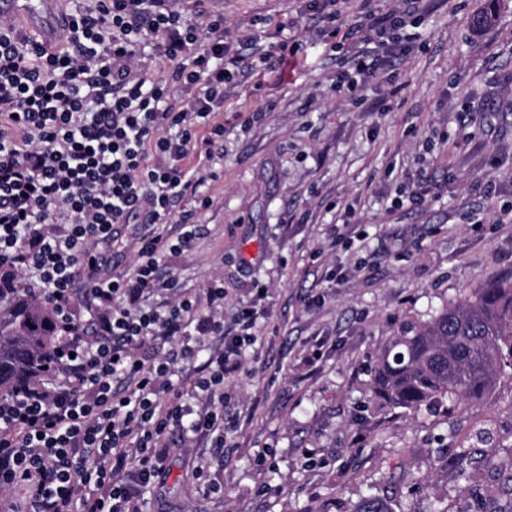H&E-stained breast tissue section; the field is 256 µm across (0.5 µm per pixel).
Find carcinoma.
I'll return each instance as SVG.
<instances>
[{"instance_id": "1", "label": "carcinoma", "mask_w": 512, "mask_h": 512, "mask_svg": "<svg viewBox=\"0 0 512 512\" xmlns=\"http://www.w3.org/2000/svg\"><path fill=\"white\" fill-rule=\"evenodd\" d=\"M51 310L17 288L0 290V396L32 381L52 351ZM512 375V273L491 279L412 334L397 336L380 354L372 381L383 405L417 412L437 404L453 412L485 399ZM504 496H488L482 512H512V464L491 466ZM355 512H394L379 496L366 497Z\"/></svg>"}]
</instances>
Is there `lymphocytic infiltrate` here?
I'll use <instances>...</instances> for the list:
<instances>
[{
    "label": "lymphocytic infiltrate",
    "instance_id": "lymphocytic-infiltrate-1",
    "mask_svg": "<svg viewBox=\"0 0 512 512\" xmlns=\"http://www.w3.org/2000/svg\"><path fill=\"white\" fill-rule=\"evenodd\" d=\"M177 2L77 0L60 50L0 16V266L28 274V291L52 307L58 330L40 377L0 397V488L24 490L22 512H142L165 471L174 426L224 451L227 386L256 341L257 318L244 307L225 324L223 287L208 288L204 313L159 270L195 242L189 217L177 238L163 226L186 193L209 207L185 162L222 149L224 87L245 63L207 0H190L185 11ZM311 2L330 50L348 42L378 50L339 75L335 91L352 99L392 46L412 42L425 15L421 0L385 14L362 0L359 22L347 27L337 0ZM145 43L169 65L162 78L139 66ZM136 223L146 229L132 272L104 273L102 249L115 225ZM80 282L97 310L90 339L78 333ZM159 292L164 299L153 304ZM210 335L222 345L184 390L179 364L194 360ZM174 339L179 351L158 362L134 354L146 341Z\"/></svg>",
    "mask_w": 512,
    "mask_h": 512
}]
</instances>
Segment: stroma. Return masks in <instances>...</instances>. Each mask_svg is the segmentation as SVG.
Returning a JSON list of instances; mask_svg holds the SVG:
<instances>
[{
  "label": "stroma",
  "instance_id": "obj_1",
  "mask_svg": "<svg viewBox=\"0 0 512 512\" xmlns=\"http://www.w3.org/2000/svg\"><path fill=\"white\" fill-rule=\"evenodd\" d=\"M486 3L427 0L421 43L362 86L374 106L363 112L332 91L357 46L329 51L305 0H216L229 45L254 34L246 57L262 56L285 23L302 46L227 87L223 157L189 160L218 172L202 188L211 204H172L175 217L195 210L197 238L161 277L201 300L221 280L225 322L253 308L258 342L232 383L226 411L239 426L223 458L173 429L145 512H353L368 495L394 512H479L459 489L469 452L512 463V377L452 415L372 395L394 337L512 271V0L474 33ZM255 109L262 120L244 125ZM420 180L433 199L395 204ZM317 336L324 356L312 371L304 357ZM204 463L219 491L196 479Z\"/></svg>",
  "mask_w": 512,
  "mask_h": 512
}]
</instances>
